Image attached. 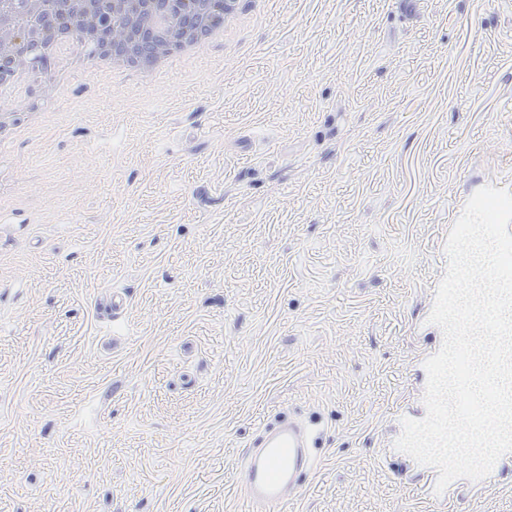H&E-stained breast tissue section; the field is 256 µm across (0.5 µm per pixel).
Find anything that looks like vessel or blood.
<instances>
[{"label": "vessel or blood", "instance_id": "obj_1", "mask_svg": "<svg viewBox=\"0 0 512 512\" xmlns=\"http://www.w3.org/2000/svg\"><path fill=\"white\" fill-rule=\"evenodd\" d=\"M435 293V287L427 288L428 299L415 324L425 345L413 359L411 369L422 387L427 384L425 361L440 350L444 340L442 329L429 321ZM381 453L395 460L400 473L406 474L411 483L443 507L454 501L460 489L479 495L497 481L512 477V453H508L497 460L485 478L478 481L458 478L440 492L436 489L438 472L434 467L417 463L391 441ZM315 465L310 426L292 416L265 426L256 442L242 455L237 474V482L245 492L250 512H280L289 500L300 495L301 478Z\"/></svg>", "mask_w": 512, "mask_h": 512}]
</instances>
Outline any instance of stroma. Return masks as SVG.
I'll return each mask as SVG.
<instances>
[{
  "instance_id": "35a3bbf8",
  "label": "stroma",
  "mask_w": 512,
  "mask_h": 512,
  "mask_svg": "<svg viewBox=\"0 0 512 512\" xmlns=\"http://www.w3.org/2000/svg\"><path fill=\"white\" fill-rule=\"evenodd\" d=\"M193 62L36 73L0 113V512H440L380 461L454 201L512 191V0H242ZM120 318L95 304L112 292ZM312 447L310 426L293 416L262 429L242 455L237 474L249 511L277 512L300 495L301 477L316 465Z\"/></svg>"
}]
</instances>
